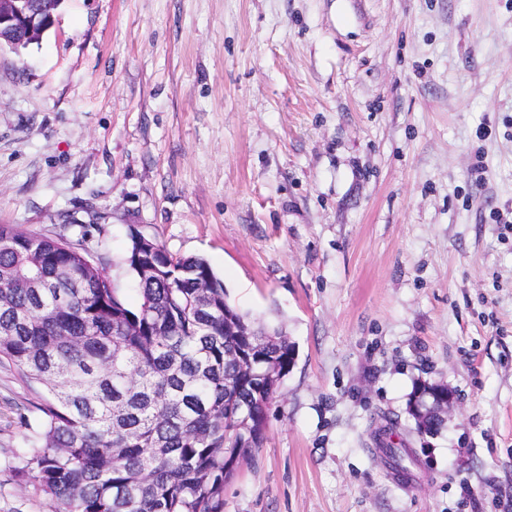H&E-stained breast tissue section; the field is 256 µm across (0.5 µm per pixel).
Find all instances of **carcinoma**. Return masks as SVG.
<instances>
[{
  "label": "carcinoma",
  "mask_w": 512,
  "mask_h": 512,
  "mask_svg": "<svg viewBox=\"0 0 512 512\" xmlns=\"http://www.w3.org/2000/svg\"><path fill=\"white\" fill-rule=\"evenodd\" d=\"M131 235V302L82 241L0 224V363L44 394L21 418L18 474L48 512H224V484L261 448L276 392L267 371L295 358L278 331L226 300L202 257ZM155 272L144 276L140 259ZM37 278L42 287H21ZM400 476L411 449L382 443Z\"/></svg>",
  "instance_id": "obj_1"
}]
</instances>
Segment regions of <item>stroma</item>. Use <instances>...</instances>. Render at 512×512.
Listing matches in <instances>:
<instances>
[{
	"label": "stroma",
	"mask_w": 512,
	"mask_h": 512,
	"mask_svg": "<svg viewBox=\"0 0 512 512\" xmlns=\"http://www.w3.org/2000/svg\"><path fill=\"white\" fill-rule=\"evenodd\" d=\"M0 224L201 256L296 362L224 512H512V0H60L0 47ZM459 410L434 436L415 382ZM39 401L0 365V512ZM397 418L394 478L370 437ZM430 400L425 404L418 405L414 401L409 409V413L412 418L418 423L426 414L424 407H427V411L430 414L439 418L445 419V415H450L456 406L457 398L455 393L447 386L435 385L434 389L428 391Z\"/></svg>",
	"instance_id": "35a3bbf8"
}]
</instances>
